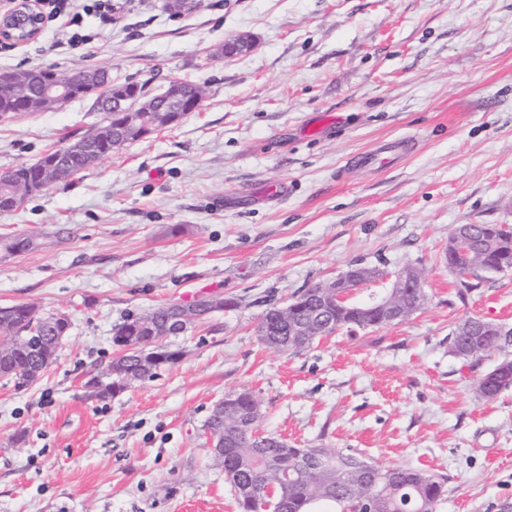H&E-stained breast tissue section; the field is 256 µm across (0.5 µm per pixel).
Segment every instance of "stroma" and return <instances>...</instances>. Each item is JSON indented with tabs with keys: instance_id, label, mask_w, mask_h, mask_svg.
<instances>
[{
	"instance_id": "obj_1",
	"label": "stroma",
	"mask_w": 512,
	"mask_h": 512,
	"mask_svg": "<svg viewBox=\"0 0 512 512\" xmlns=\"http://www.w3.org/2000/svg\"><path fill=\"white\" fill-rule=\"evenodd\" d=\"M90 42L60 47L47 21L0 71L110 68L159 92L200 84L198 111L0 212V307L67 312L74 330L39 382L0 376V512H239L205 422L251 390L264 431L296 448H336L384 468L446 478L437 512L512 502V389L479 396L491 362L463 365L448 335L470 316L512 327V272L460 294L448 235L512 225V0H124ZM249 54L217 60L226 39ZM85 99L0 118V171L38 161L105 122ZM411 137L401 163L346 168L385 139ZM287 183L288 195L264 196ZM19 235L35 249L10 253ZM359 266L387 278L424 269L427 300L407 320L344 328L283 352L254 328L268 304ZM221 296L166 339L178 363L114 397L85 383L117 356L129 314ZM256 47L253 37L237 36L224 41V46L218 50V54L224 59L237 57L252 52Z\"/></svg>"
}]
</instances>
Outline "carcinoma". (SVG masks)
Here are the masks:
<instances>
[{
	"mask_svg": "<svg viewBox=\"0 0 512 512\" xmlns=\"http://www.w3.org/2000/svg\"><path fill=\"white\" fill-rule=\"evenodd\" d=\"M15 84L0 85V115L26 111L21 93L31 91L35 81L57 79L67 82L71 75L52 70L20 71ZM87 82L99 89L98 96L107 104L114 95L144 96L145 84L126 81L112 83L105 69L95 68L76 74L73 81L74 98L86 97L82 83ZM140 140L138 133L125 127L117 116L108 118L100 126L97 138L88 144L92 155H72L66 175H73L99 158L108 157L125 146ZM37 170L33 165L21 163L5 170L0 176V196L21 192L20 187L33 181ZM476 263L493 266H512V234L491 245V250L480 253ZM319 286L309 288L293 298L296 309L293 318L285 322L278 317L277 309L271 305L263 312L260 323L266 330L262 343L280 351H302L316 341L343 327L356 326L362 329L386 325L381 311L366 310L364 305L328 307L323 298L316 296ZM467 321L475 327L476 335L448 336V352L454 353L461 345L469 346L464 362H480L496 357L494 364L485 372L492 378L495 394L512 387V329L495 336L486 330L487 320L469 317ZM4 332L12 330L26 332L33 320L25 304H14L0 308V325ZM180 352L167 351L163 363H150L141 356V350L133 346L123 356L128 368L139 373L140 379L153 377L161 365L174 364ZM35 365L30 354L17 353L9 358H0V376L12 379L20 386L26 373ZM251 398L248 390L239 392L235 410L224 415V436L231 440L230 455L215 457L216 463L226 471H235L241 481L254 486L261 495L271 494L267 501L271 509L279 512H311L314 504L332 502L339 512H436L437 505L446 492L444 477L410 466L380 469L355 454L343 453L328 448H290L278 453V463L269 465L258 456L259 418L251 416Z\"/></svg>",
	"mask_w": 512,
	"mask_h": 512,
	"instance_id": "1",
	"label": "carcinoma"
}]
</instances>
